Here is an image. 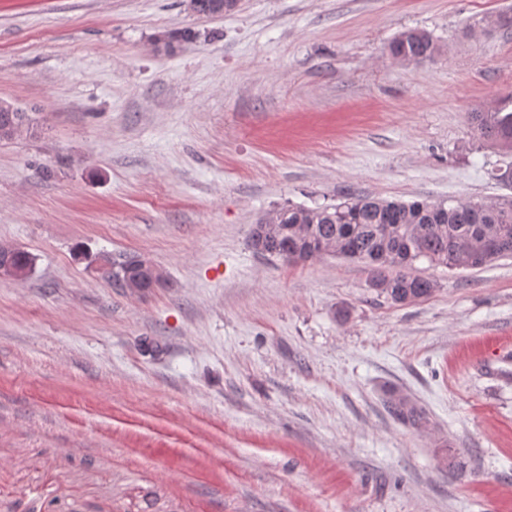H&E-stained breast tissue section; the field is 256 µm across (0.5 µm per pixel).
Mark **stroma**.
<instances>
[{
    "label": "stroma",
    "mask_w": 512,
    "mask_h": 512,
    "mask_svg": "<svg viewBox=\"0 0 512 512\" xmlns=\"http://www.w3.org/2000/svg\"><path fill=\"white\" fill-rule=\"evenodd\" d=\"M512 0H0V512H512V257L249 245L286 204L512 201L469 112L512 94ZM429 33L434 59L387 48ZM190 39H181V32ZM165 275L130 295L100 257ZM428 418H393L390 394ZM9 117L6 125L0 127V138L2 140L13 139L21 135L29 128L30 118L27 113L20 112L12 104L0 101V113ZM16 251V247L9 244L0 243V278H18L27 274L25 268H19L15 265H12L9 261V257L13 253L14 255L12 259L15 264L21 267H32L33 257L24 250L19 249L17 252Z\"/></svg>",
    "instance_id": "35a3bbf8"
}]
</instances>
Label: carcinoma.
<instances>
[{"mask_svg": "<svg viewBox=\"0 0 512 512\" xmlns=\"http://www.w3.org/2000/svg\"><path fill=\"white\" fill-rule=\"evenodd\" d=\"M388 52L399 62L407 56L423 61L435 58L439 47L426 32L406 30L390 42ZM468 121L481 137L512 151V95L492 109L469 113ZM275 212L276 227L269 228L262 217L251 230L249 244L256 253L297 265L323 256V244L333 256L363 263L370 287L394 304L424 300L434 292L433 280L412 273L419 261L453 270L512 255L511 202H402L349 194L337 204H288ZM138 276L135 268H119L107 280L123 289ZM387 407L404 424L427 422L425 412L404 397L390 395Z\"/></svg>", "mask_w": 512, "mask_h": 512, "instance_id": "carcinoma-1", "label": "carcinoma"}]
</instances>
